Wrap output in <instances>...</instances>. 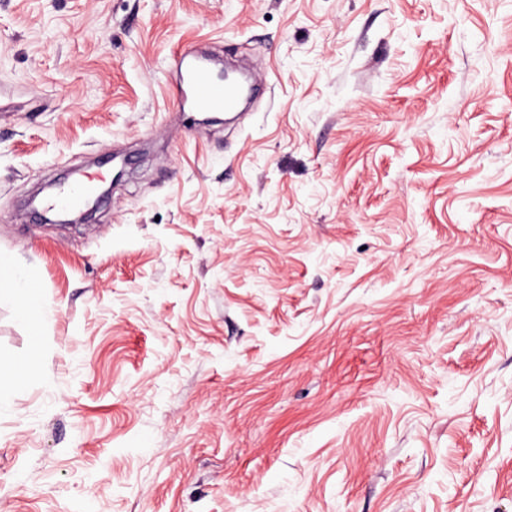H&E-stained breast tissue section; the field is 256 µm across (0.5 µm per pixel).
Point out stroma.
<instances>
[{"label":"stroma","mask_w":512,"mask_h":512,"mask_svg":"<svg viewBox=\"0 0 512 512\" xmlns=\"http://www.w3.org/2000/svg\"><path fill=\"white\" fill-rule=\"evenodd\" d=\"M0 255V512H512V0H0ZM192 54L188 52L182 55L180 69L184 70L186 86L197 107L208 112L233 110L239 101L238 88L215 80L204 68L189 69L188 59ZM93 177H87L84 182L62 191L59 199L52 204H61L64 207H77L88 200L93 194Z\"/></svg>","instance_id":"stroma-1"}]
</instances>
